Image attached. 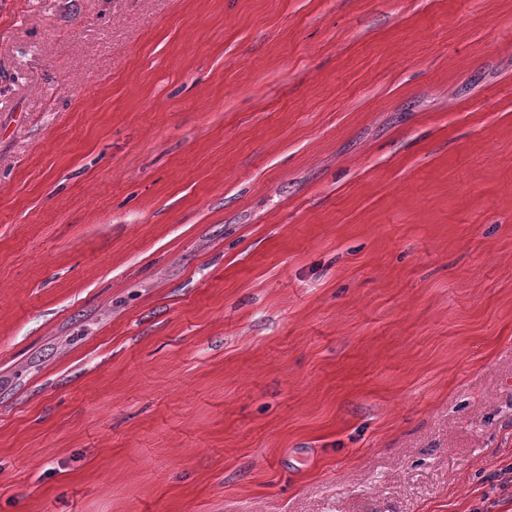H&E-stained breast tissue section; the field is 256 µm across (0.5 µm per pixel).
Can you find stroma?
<instances>
[{
    "instance_id": "35a3bbf8",
    "label": "stroma",
    "mask_w": 512,
    "mask_h": 512,
    "mask_svg": "<svg viewBox=\"0 0 512 512\" xmlns=\"http://www.w3.org/2000/svg\"><path fill=\"white\" fill-rule=\"evenodd\" d=\"M0 512H512V0H0Z\"/></svg>"
}]
</instances>
